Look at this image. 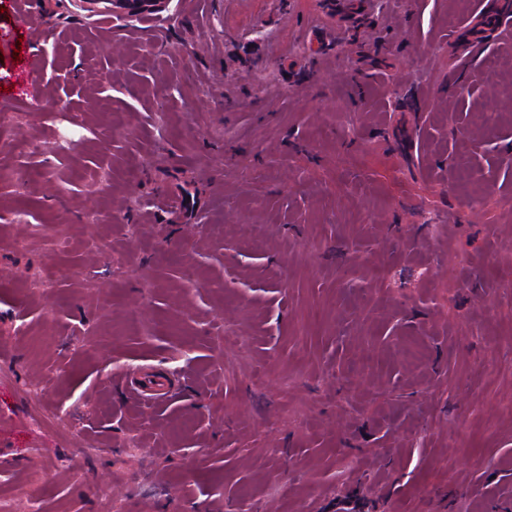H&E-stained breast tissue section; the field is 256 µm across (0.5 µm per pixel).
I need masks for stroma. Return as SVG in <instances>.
I'll return each mask as SVG.
<instances>
[{
	"mask_svg": "<svg viewBox=\"0 0 512 512\" xmlns=\"http://www.w3.org/2000/svg\"><path fill=\"white\" fill-rule=\"evenodd\" d=\"M2 113L0 512H512V0H0ZM81 7L89 14H98L103 11L99 7L102 3L110 4L104 8L112 13V17L128 21L140 20L149 17H160L168 8L170 0H79Z\"/></svg>",
	"mask_w": 512,
	"mask_h": 512,
	"instance_id": "1",
	"label": "stroma"
}]
</instances>
